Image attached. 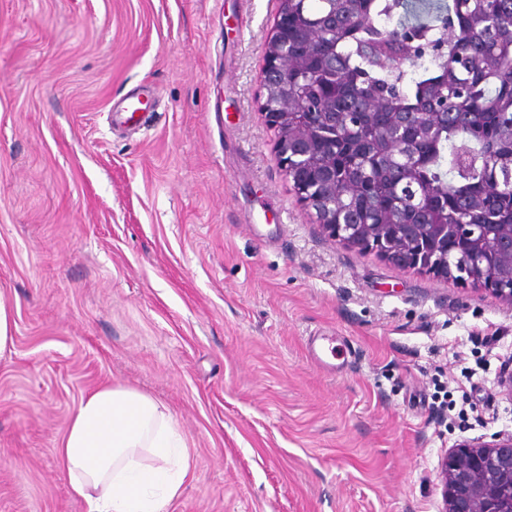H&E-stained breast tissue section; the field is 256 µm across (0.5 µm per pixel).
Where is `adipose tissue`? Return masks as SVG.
<instances>
[{"label": "adipose tissue", "instance_id": "ef3b65f1", "mask_svg": "<svg viewBox=\"0 0 512 512\" xmlns=\"http://www.w3.org/2000/svg\"><path fill=\"white\" fill-rule=\"evenodd\" d=\"M56 458L86 512H168L192 469L169 408L112 383L81 396Z\"/></svg>", "mask_w": 512, "mask_h": 512}]
</instances>
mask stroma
I'll use <instances>...</instances> for the list:
<instances>
[{
	"label": "stroma",
	"instance_id": "1",
	"mask_svg": "<svg viewBox=\"0 0 512 512\" xmlns=\"http://www.w3.org/2000/svg\"><path fill=\"white\" fill-rule=\"evenodd\" d=\"M278 8L0 0V512H85L55 450L104 383L186 436L169 512H439L446 450L512 433V307L330 242L286 179L257 106ZM152 96V90L141 86L138 90L112 101V125L123 128L135 122L137 112H143L148 108Z\"/></svg>",
	"mask_w": 512,
	"mask_h": 512
}]
</instances>
